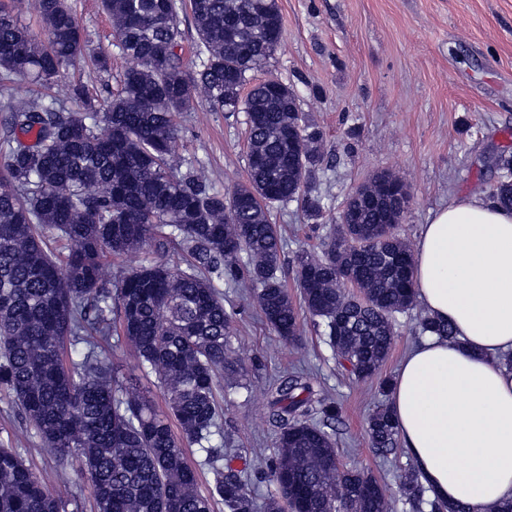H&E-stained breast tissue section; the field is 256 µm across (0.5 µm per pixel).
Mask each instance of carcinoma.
Masks as SVG:
<instances>
[{
    "label": "carcinoma",
    "mask_w": 512,
    "mask_h": 512,
    "mask_svg": "<svg viewBox=\"0 0 512 512\" xmlns=\"http://www.w3.org/2000/svg\"><path fill=\"white\" fill-rule=\"evenodd\" d=\"M48 30L38 41L0 8V90L17 77L47 85L85 55L68 0H36ZM114 46L130 62L120 90L94 101L80 84L72 111L54 99L9 107L0 142V388L58 461L57 490L46 487L15 448L0 447V512H66L76 481L91 487L92 512H256L261 477L224 465L237 448H218L219 376L232 384L231 314L214 280L246 279L267 325L285 340L301 317L278 272L283 240L272 211L293 199L311 219L325 217L317 190L325 172L321 132L296 93L261 67L282 42L277 0H190L197 35L195 70L184 68L181 0H101ZM216 112H243L248 179L224 191L181 156L176 117L193 96ZM490 192L512 209V158ZM373 176L349 198L351 223L323 238L321 254L299 252L295 275L306 312L324 326L338 362L360 380L390 383L382 367L397 316L415 305L411 244L384 237L387 211ZM65 241L58 250L48 233ZM154 253L129 268L109 258ZM168 398L161 412L120 380L100 344L116 329ZM420 334L454 337L427 317ZM336 401L309 377L282 375L268 391L266 423L276 434L268 471L278 495L265 512H285L288 494L309 512H394L387 488L369 473L340 467L327 428ZM180 436H175L172 423ZM371 447L396 455L388 405L368 418ZM197 445L215 475L209 494L184 448ZM409 500L423 503L412 468L400 475Z\"/></svg>",
    "instance_id": "obj_1"
}]
</instances>
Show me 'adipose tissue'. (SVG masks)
Returning <instances> with one entry per match:
<instances>
[{
	"label": "adipose tissue",
	"mask_w": 512,
	"mask_h": 512,
	"mask_svg": "<svg viewBox=\"0 0 512 512\" xmlns=\"http://www.w3.org/2000/svg\"><path fill=\"white\" fill-rule=\"evenodd\" d=\"M414 288L454 340L405 353L388 406L430 500L493 512L512 501V210L459 197L423 225Z\"/></svg>",
	"instance_id": "1"
}]
</instances>
